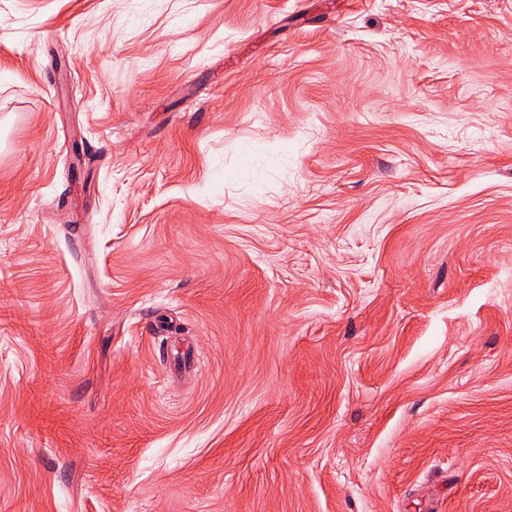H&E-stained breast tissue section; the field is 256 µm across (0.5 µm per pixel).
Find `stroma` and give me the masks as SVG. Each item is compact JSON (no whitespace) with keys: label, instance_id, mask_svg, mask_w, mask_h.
Here are the masks:
<instances>
[{"label":"stroma","instance_id":"35a3bbf8","mask_svg":"<svg viewBox=\"0 0 512 512\" xmlns=\"http://www.w3.org/2000/svg\"><path fill=\"white\" fill-rule=\"evenodd\" d=\"M0 512H512V0H0Z\"/></svg>","mask_w":512,"mask_h":512}]
</instances>
